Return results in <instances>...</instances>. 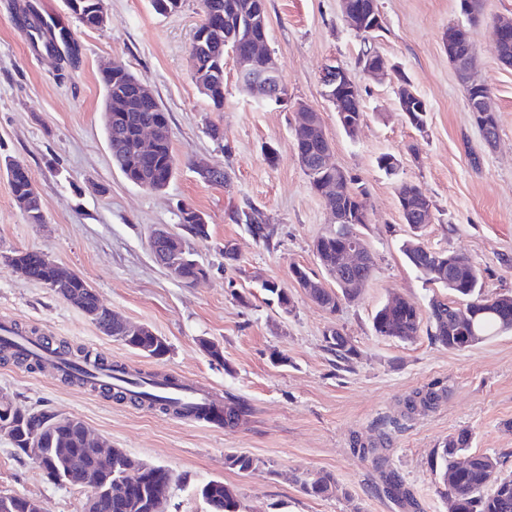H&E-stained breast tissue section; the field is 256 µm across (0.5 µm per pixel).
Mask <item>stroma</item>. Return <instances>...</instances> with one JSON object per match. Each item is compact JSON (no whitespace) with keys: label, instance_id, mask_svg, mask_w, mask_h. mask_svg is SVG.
Returning <instances> with one entry per match:
<instances>
[{"label":"stroma","instance_id":"1","mask_svg":"<svg viewBox=\"0 0 512 512\" xmlns=\"http://www.w3.org/2000/svg\"><path fill=\"white\" fill-rule=\"evenodd\" d=\"M24 2L0 0V157L27 165L45 221L28 223L0 175V253H47L88 281L103 305L163 336L169 351L156 359L131 350L1 261L0 319L55 346L204 385L240 399L249 412L215 429L12 360H0V393L23 409L76 417L109 446L170 469L176 481L166 512H206L197 489L213 479L234 489L241 512H448L439 455L448 437L462 432L470 452L496 456L499 476H512V332L450 350L434 343L426 325L408 342L378 336L372 325L392 294L423 310L431 297L450 296L426 283L400 251L412 233L398 203L404 182L418 185L431 203L423 243L470 258L482 270L486 293L512 292V68L499 62L490 35L494 20L512 17V0H480L478 18L468 26L477 77L489 87L498 118L492 145L468 109L443 40L462 20L459 0H376L382 28L367 41L346 22L341 0H266L269 48L287 101L270 106L244 91L228 54L220 112L194 77L191 49L203 0H184L165 16L150 0H105L107 21L99 28L83 26L63 0H38L43 16L78 41L81 55L73 66L33 48L17 19ZM367 45L395 68L384 80L370 78L358 64ZM334 61L361 92L363 118L353 137L322 95L323 69ZM105 62L145 82L169 115L179 168L164 190L137 187L112 160L99 71ZM404 80L427 104L425 131L399 110ZM300 103L320 113L331 163L367 191L368 221L359 231L375 270L359 299L333 314L292 278L300 265L325 287L334 285L313 253L315 240L331 229L330 217L295 157ZM212 123L223 129V141L207 135ZM270 147L276 151L271 162L265 157ZM384 154L399 160L395 174L379 168ZM199 161L223 171L226 185L203 181L194 168ZM183 207L201 212L210 232L205 241L185 239L210 269L208 278L192 284L170 277L149 246L157 226L180 231ZM251 207L269 226V242L236 222V213ZM228 243L235 259L224 257ZM268 280L288 289L291 311L269 301L262 289ZM331 329L355 346L349 361L329 350ZM203 338L221 347L222 360L202 350ZM430 384L444 391L436 408L406 413L405 398ZM358 442L381 447L384 464L355 453ZM229 454L249 455L261 466L248 474L228 469ZM320 472L336 476L340 493L314 497L302 490L301 478ZM393 478L409 499L387 494ZM1 490L34 498L43 512H82L88 495L49 483L36 463L17 460L0 434Z\"/></svg>","mask_w":512,"mask_h":512}]
</instances>
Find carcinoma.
Instances as JSON below:
<instances>
[{"mask_svg":"<svg viewBox=\"0 0 512 512\" xmlns=\"http://www.w3.org/2000/svg\"><path fill=\"white\" fill-rule=\"evenodd\" d=\"M205 19L202 26L209 28L206 38L192 45L194 76L200 92L205 95L213 108L224 110V49L235 44L236 27L241 16L250 13L254 0H203ZM68 10L82 25L93 23L95 0H65ZM19 25L28 31L35 48L55 54L60 61L72 64L78 56V44L72 33L61 28L56 33L44 36L38 11L31 3L23 5L18 13ZM105 88L106 112L112 113V121L105 123L112 159L123 175L132 183L149 180L155 187L168 186L177 169L178 159L174 153L171 138H166L148 157L136 151L135 130L140 125L168 127L169 118L157 97L148 100L135 94L140 79L129 72L101 73ZM296 147L310 154L318 152L324 145L323 129L320 125H307L294 128ZM21 162L4 159L3 167L17 207L31 224L44 223V214L39 192L30 173L20 171ZM402 196L399 207L404 221L414 216L417 208L427 202V197L414 184L400 185ZM344 207L367 209L366 191L357 186L350 189ZM196 210L190 207L180 211V224L188 234L206 240L209 237V224L194 220ZM238 219L247 225L252 236L265 243L271 233L260 220L257 210H243ZM340 240L330 236L320 237L319 262L328 275L336 268V254ZM401 252L407 262L423 278L432 284L446 288L456 299L465 302V309L471 311L464 320L455 317L457 307L453 303L433 297L428 304V321L431 339L450 350H459L470 339L484 341L490 335L512 330V293L488 295L482 288L481 270L467 257H458L453 282L448 276L439 273L448 268V258L455 257L447 251L424 249L420 233H415L402 242ZM14 271L21 277L52 289L65 299L71 295L82 305V309L92 315L91 321L100 325H110L111 337H121L127 347L147 357L161 358L169 352L163 339L130 338L124 339L120 323L101 302L97 292L82 278L61 283L56 280L55 269L42 262L35 250H13ZM180 280L192 283L206 274L208 268L192 257L189 250L181 252ZM263 290L270 300L286 310L292 303L288 290L276 286H265ZM315 302L325 310L334 313L341 302L347 299L341 288L314 289ZM422 312L414 303L405 301L397 307L383 304L373 317V328L377 335L402 342L418 336L422 324ZM326 342L336 357L349 361L356 349L339 331H330ZM56 352L69 355L73 361V372L65 375L67 382L77 381L83 386L92 384L91 374L85 369L88 361H93L99 369L118 372L124 376L127 388L114 391L108 385L100 389L112 394L117 400H129L140 406H147L162 413H179V402L154 393L170 379L156 375L130 372L124 366L93 359L80 349L74 351L66 345H59ZM0 356L27 364L31 368H41L38 360H31L11 342L0 338ZM443 391L427 386L409 395L404 406L411 413L419 408L435 407L442 398ZM247 406L230 398L224 404V423H237L247 415ZM14 428L11 443L14 454L23 458L22 450L35 439L40 438V447L53 463L52 475L47 481L54 485L84 487L87 477H97L92 495L86 499L88 512H150L154 502L167 498L170 486L175 482L174 474L163 466L143 465L144 479L135 487L126 482L127 468L136 460L121 452L110 463L100 462L88 449L84 439L85 425L82 421L45 409L21 410L11 415ZM467 439L464 435L448 439L440 454V478L444 488L443 496L448 503V512H512V477L499 479L492 489H487L492 475L496 472L498 459L486 453L466 452ZM228 467L240 473H251L259 468V461L248 455H229L225 458ZM305 492L313 496H332L339 491L336 479L330 473L318 474L302 480ZM198 495L208 506L209 512H239L240 504L233 489L221 480H210L198 487Z\"/></svg>","mask_w":512,"mask_h":512,"instance_id":"obj_1","label":"carcinoma"}]
</instances>
